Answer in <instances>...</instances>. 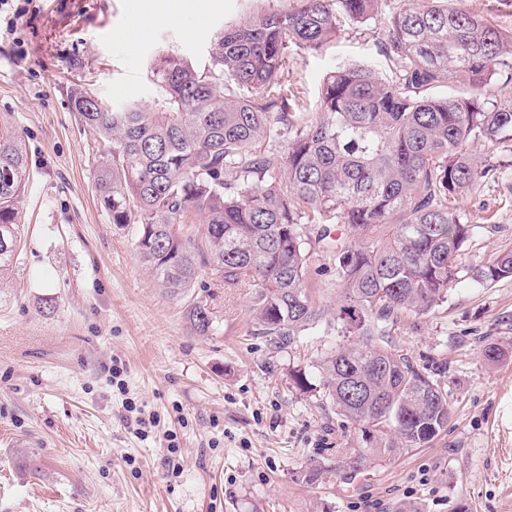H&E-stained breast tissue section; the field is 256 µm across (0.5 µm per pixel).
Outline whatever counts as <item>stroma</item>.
<instances>
[{
  "label": "stroma",
  "mask_w": 512,
  "mask_h": 512,
  "mask_svg": "<svg viewBox=\"0 0 512 512\" xmlns=\"http://www.w3.org/2000/svg\"><path fill=\"white\" fill-rule=\"evenodd\" d=\"M286 4L14 0L0 18V129L28 156L21 252L0 282V512H512V280L462 282L434 314L406 319L396 343L447 390L451 417L424 447L356 470L344 458L354 423L291 380L336 337L316 328L274 347L252 335L245 289L211 279L192 295L212 330L195 333L185 300L143 266L134 227L97 203L102 145L71 88L114 109L151 106L158 55L207 68L224 25ZM382 30L379 18L346 22L335 42L292 56L286 79L307 112L336 65L393 78ZM473 151L498 168L461 203L489 217L465 251L482 265L512 250V145ZM314 467L321 477L303 480Z\"/></svg>",
  "instance_id": "stroma-1"
}]
</instances>
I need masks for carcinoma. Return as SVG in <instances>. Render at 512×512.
I'll use <instances>...</instances> for the list:
<instances>
[{
  "label": "carcinoma",
  "mask_w": 512,
  "mask_h": 512,
  "mask_svg": "<svg viewBox=\"0 0 512 512\" xmlns=\"http://www.w3.org/2000/svg\"><path fill=\"white\" fill-rule=\"evenodd\" d=\"M386 2L289 0L250 13L211 41L208 69L160 56L149 108L111 109L70 91L72 111L102 142L100 208L117 227L136 225L140 260L170 296H189L204 272L249 289L253 325L277 348L317 326L348 338L314 362L319 384L302 369L292 380L319 387L357 426L355 468L421 448L448 426V391L393 343L403 318L436 312L463 281L512 279V250L464 262L481 225L460 206L497 171L470 146L512 140V76L496 80L512 31L449 0H396L380 47L397 64L393 80L338 65L314 114L283 81L291 51L319 50L341 21L375 19ZM445 85L457 93L439 95ZM27 165L18 136L1 131L0 280L16 263ZM317 249L336 266L331 315L309 288ZM186 318L201 335L212 327L199 301Z\"/></svg>",
  "instance_id": "cac0c4a2"
}]
</instances>
